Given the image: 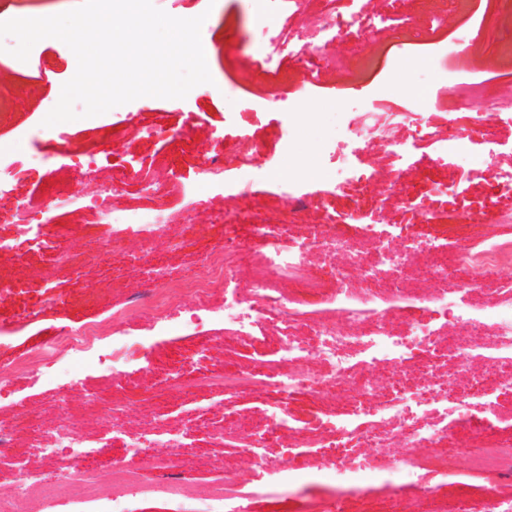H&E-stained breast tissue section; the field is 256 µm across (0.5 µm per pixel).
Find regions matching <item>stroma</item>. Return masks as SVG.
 <instances>
[{"label": "stroma", "mask_w": 512, "mask_h": 512, "mask_svg": "<svg viewBox=\"0 0 512 512\" xmlns=\"http://www.w3.org/2000/svg\"><path fill=\"white\" fill-rule=\"evenodd\" d=\"M480 2L347 0L339 7L345 14L375 17L412 10L423 18H445L442 41L431 47L413 46L404 59L397 53L401 36L378 38L375 72L342 90L335 75L327 73L321 90L306 92L296 87L302 63L291 57L281 62L274 81L258 82V68L249 62L254 54L255 33L249 22L254 0H215L208 13L183 0H153L177 18L206 15L201 40L212 83L194 87L182 99L141 97L104 114L52 127L42 121L55 106L63 83L76 72L75 55L59 40L41 45L42 69L58 75L50 84L26 78L16 67L8 53L16 44L14 38L0 41L6 47L0 53V153L31 169L25 181L0 195V286L13 289L0 303V427L11 429L13 435L11 456L0 460V512H46L40 491L17 498L13 490L19 465L41 469L50 477L66 466V453L45 460L36 442L37 434H48L63 410L71 417L73 433L96 443L101 498H111L116 488L113 465L128 459V436L176 429L184 435L182 453L187 460L175 472L184 498L133 494L128 512H183L186 500L205 501L210 485L223 480L224 462L232 451L198 427L205 422L223 425L224 396L208 387L175 391L168 380L182 368L220 376L243 361L266 359L278 348L269 331L263 340L226 347L223 324L180 320L164 309L117 318V311L136 300L147 278L137 244L124 241L100 253V243L110 238L111 229L81 211L62 215L52 226L10 223L17 202L91 189L88 172L72 165L78 154L98 175L124 172L130 187L127 196L116 198L118 208L133 204L141 185L156 174L174 175L175 189L164 206L178 214L194 208L200 216L168 224L165 238L154 239L152 248L157 262L169 269L175 293L182 299L191 287L188 273L213 256L226 230L249 234L248 224L236 216L243 207L254 212L256 221L287 225L296 242L303 241L309 225L324 223L330 214L351 230L375 222L392 225L394 234L410 241L512 245V223H460L453 218L464 202L475 211L512 213V192L499 179L500 173L512 171L511 117L502 115L491 122L488 143L473 146L479 160L468 166L456 160L437 166L435 143H407L396 161L402 172L399 185L374 195L362 208L352 197L328 193L326 183L334 167L318 143L319 137L344 133L358 111L376 99L388 110L410 113L413 123L423 124L413 93L396 84L397 73H405L412 82L422 66L447 82L462 71L476 79L486 71L512 73V16L488 13L481 26H474L467 10L479 8ZM228 88L235 89V101L225 98ZM336 96L344 110L330 127L316 109L320 99ZM21 128L27 134L20 139L16 132ZM176 130L181 133L177 140L172 137ZM213 155L220 156L229 176L236 173L242 157H253L260 176L252 184L250 199L233 198L228 187H202L199 163ZM43 156L48 157L49 168L32 166V159ZM289 183L313 194L312 207L299 212L289 208L282 193ZM439 187L448 190L440 198V213L424 215L421 199ZM54 236L69 246L68 264H57L55 250L47 247ZM49 294L55 295V304H45ZM93 324L141 339L138 346L123 348V363L116 373L102 371L90 361L79 370L62 363L53 377L34 366L51 339ZM22 360L29 362V369L17 370Z\"/></svg>", "instance_id": "1"}]
</instances>
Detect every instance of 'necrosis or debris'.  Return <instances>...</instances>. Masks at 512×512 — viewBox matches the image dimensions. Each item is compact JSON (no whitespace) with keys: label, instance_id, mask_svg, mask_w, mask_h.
<instances>
[{"label":"necrosis or debris","instance_id":"obj_1","mask_svg":"<svg viewBox=\"0 0 512 512\" xmlns=\"http://www.w3.org/2000/svg\"><path fill=\"white\" fill-rule=\"evenodd\" d=\"M255 30L258 48L280 59L291 52L304 59L302 85H315L323 73L351 80L355 71L347 56L323 52L335 42L341 28L397 33L425 29L434 36L443 22L420 20L405 12L391 13L374 22L368 18L336 17L335 0H324L322 12L310 13L305 0H289L293 8L292 33L275 29L271 19L274 0H256ZM455 106L481 104L472 122L474 137L489 135V118L512 112L495 85L473 81L460 73L450 90ZM429 113L432 136L441 154L437 161L447 165L455 155L474 162L466 140L454 138L444 124L443 104L422 98ZM336 166L333 193H377L397 182L399 173L385 167L372 175L358 173L346 151V139L332 138L323 146ZM169 182L156 178L141 189L142 204L115 209L114 198L122 196V184L106 177L91 199L59 194L40 200H25L16 207L18 223L31 224L38 216L54 210H86L97 221L110 224L115 236L149 239L162 233L170 214L160 201ZM251 223L249 237L226 234L221 260L198 267L190 277L192 296L178 302L179 311L190 319L204 316L222 320L224 342L237 346L253 337L262 326H271L279 340L273 358L257 365L225 370L223 376L184 379L171 377L183 388L207 386L224 395L225 408H233L246 394L272 388L280 401L266 412L267 434L258 438L241 422L209 429L216 441H227L236 455L225 468L223 482L213 486L206 504L188 507L187 512H243L255 496L253 485L264 478L278 490L281 505L292 512H512V438L496 436L494 424L512 418V406H503L496 394L512 388V304H490L479 312L459 309L443 283L449 276L463 279L472 290H480L496 279L512 252L491 246L466 245L453 252L431 253L424 270H417L418 250L380 252L389 235L384 224L366 225L360 237L343 226H316L308 238L294 246H283L280 237L265 225L252 224L249 213H240ZM320 244L334 265L330 271L338 287L329 298L331 317L313 322L307 335H299L297 308L303 295L319 291L317 277L309 275L312 244ZM356 287H349V279ZM297 284V291L282 288L283 280ZM223 291V304L211 301L214 291ZM414 295L424 311L411 317L394 305L399 296ZM371 306L370 315L360 309ZM133 336L104 343L94 328L66 332L56 344L78 357L95 350L99 362L112 370L120 363L122 348L136 344ZM330 393L336 414L314 426L292 425L285 396ZM456 415L466 432L465 441L449 443L448 417ZM180 432L164 430L149 436H134L131 457L159 470L178 469L173 458H158L157 448H179ZM67 449L75 462L68 473L48 478L37 469L20 467L16 493L26 495L44 487L52 512H80L82 505L70 492L72 485L94 484L93 444L70 431L66 416H59L43 454L57 456ZM270 448L284 449L282 458L267 456ZM440 477L430 485V477ZM321 480L325 494L305 499L307 480Z\"/></svg>","mask_w":512,"mask_h":512}]
</instances>
